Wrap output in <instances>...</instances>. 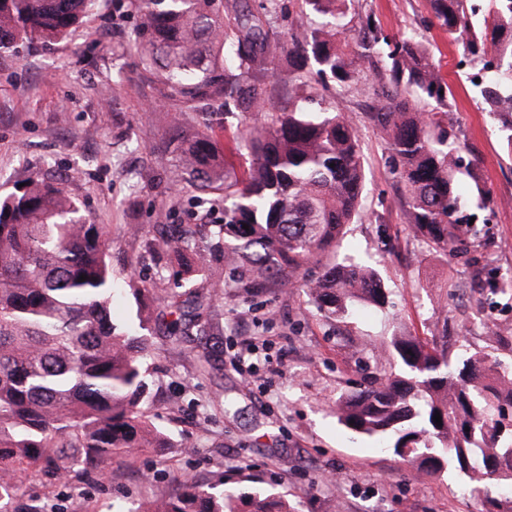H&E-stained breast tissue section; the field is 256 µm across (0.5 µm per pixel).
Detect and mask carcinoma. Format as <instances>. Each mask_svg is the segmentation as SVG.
Returning <instances> with one entry per match:
<instances>
[{
  "label": "carcinoma",
  "mask_w": 512,
  "mask_h": 512,
  "mask_svg": "<svg viewBox=\"0 0 512 512\" xmlns=\"http://www.w3.org/2000/svg\"><path fill=\"white\" fill-rule=\"evenodd\" d=\"M139 22L128 38L152 82L181 112L198 115L199 130L181 127L186 147L174 178L224 197V223L208 229L224 264L244 288L286 286L311 264L306 281L317 312L344 318L351 307L383 310L389 294L366 262L339 261L336 246L358 215L364 190L359 136L336 106L311 107L302 72L346 85L354 60L374 73L368 118L399 159L413 232L429 248L454 254L465 246L462 197L494 203L493 191L462 144L441 129L440 109L454 93L429 49L412 34L386 33L372 16L348 26L345 0H300L302 24L289 41L275 37L267 7L245 0H134ZM96 0H0V50L22 43L63 41L91 13ZM439 26L461 39L463 62L484 72L471 82L512 156V0H490L486 14L469 0H430ZM496 62L488 70L486 42ZM289 67L288 99L269 106L260 82L271 67ZM218 104L245 114L226 143L215 134ZM249 229H244L243 225ZM148 248L186 262L198 243L175 226ZM86 280L79 281L80 276ZM108 238L66 192L62 182L36 174L0 197V512H40L19 498L22 476L49 483L92 478L112 458L143 448H166L165 434L145 409L147 320L118 324ZM167 328L175 345L201 327L205 304L188 294ZM398 371L368 378L339 400L338 421L369 437L392 438L393 453L417 477L449 468L481 496L485 512H503L491 481L512 487V367L482 351L453 358L407 332L384 343ZM224 369V350L204 348L201 371ZM440 414L442 425L434 422ZM135 512H288L262 492L217 493L175 475Z\"/></svg>",
  "instance_id": "cac0c4a2"
}]
</instances>
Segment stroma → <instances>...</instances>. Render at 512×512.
I'll return each mask as SVG.
<instances>
[{"mask_svg": "<svg viewBox=\"0 0 512 512\" xmlns=\"http://www.w3.org/2000/svg\"><path fill=\"white\" fill-rule=\"evenodd\" d=\"M347 7L350 22L369 14L388 34L417 36L453 88L442 126L465 142L494 194L493 205L473 211L469 253L451 258L414 236L386 140L367 119L371 71L361 69L342 88L323 87L308 73L312 95L338 104L356 128L365 165L361 207L338 252L379 269L392 307L327 320L313 313L305 276L257 293L228 288L217 253L203 250L189 286L211 302L208 334L223 346V371L201 374L199 343L173 346L157 329L147 412L169 447L115 457L107 474L89 482L24 478V497L41 512H131L175 474L218 491L230 482L282 495L294 512H481L454 472L414 479L376 438L346 431L336 401L364 374L390 370L380 346L400 328L426 338L444 330L450 355L480 350L512 363V294L485 287L512 275V158L471 91L458 42L439 27L428 0H348ZM136 22L131 0H97L64 42L0 52V194L36 173L65 177L70 196L106 227L122 290L115 318L169 321L178 264L146 244L165 224L223 223L224 199L196 205L194 190L170 178L180 147L169 126L173 109L146 85L136 55L112 51Z\"/></svg>", "mask_w": 512, "mask_h": 512, "instance_id": "35a3bbf8", "label": "stroma"}]
</instances>
